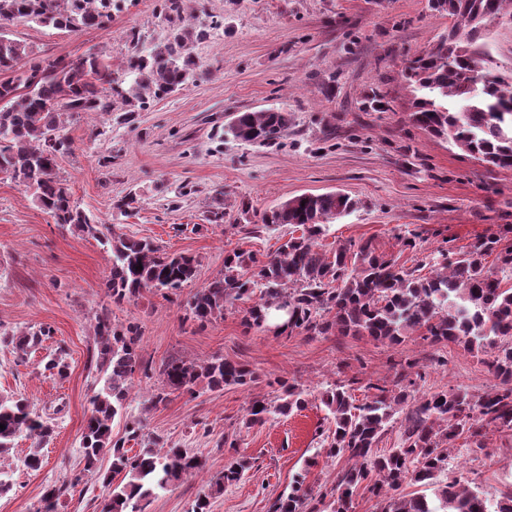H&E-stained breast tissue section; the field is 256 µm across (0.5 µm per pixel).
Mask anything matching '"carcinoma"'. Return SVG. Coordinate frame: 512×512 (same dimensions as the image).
<instances>
[{"instance_id":"obj_1","label":"carcinoma","mask_w":512,"mask_h":512,"mask_svg":"<svg viewBox=\"0 0 512 512\" xmlns=\"http://www.w3.org/2000/svg\"><path fill=\"white\" fill-rule=\"evenodd\" d=\"M433 10L448 15L451 25L426 52L410 59L406 76L414 93L413 123L466 151L488 168H512V72L505 74L486 49L484 32L492 22L512 23V0H430ZM112 0H0V25L15 19L34 20L56 29L75 31L105 25ZM204 32L180 30L162 43L145 49L133 42L127 67L134 78L117 91L125 106L124 120L151 100L162 99L191 79L197 62L190 52L193 38ZM30 53L26 44L0 34V173L31 190L33 200L61 227L70 225L94 238L97 225L71 201L58 175V159L70 148L67 118L75 112H111L110 57L94 53L73 59L35 62L20 70ZM290 122L279 110L240 112L227 133L248 143L279 138ZM357 202L340 192L301 194L263 217V224L301 230L275 253L263 259L236 249L224 255V274L197 289L187 301L186 315L202 324L222 315L237 301L250 300L243 325L269 326V314L288 305L291 314L284 332L320 336H368L397 345L417 333L433 343L453 344L474 355L498 383L480 395L457 387L421 396L408 388L422 378L402 372L391 384L368 383L365 401L355 403L343 385L321 392V402L334 422L326 448L331 458H345L336 485L317 493L306 477L293 481L287 496L279 497L273 512H353L354 496L364 490L377 498V512H512V489L490 499L479 490L453 480L436 486L447 470L448 449L459 439L478 452L491 432L512 436V287L502 286L499 274L512 273V246L499 248L501 238L480 237L467 250L448 257L428 276L378 251L373 239L338 244L332 255L318 240L327 223L352 212ZM496 255V268L486 259ZM142 269H137V266ZM199 261L189 255H168L146 239L117 238L112 243V271L105 287L119 305L146 288L177 290L193 281ZM99 353L96 368L103 385L91 399L92 410L80 436L85 470L107 455L109 471L102 483L111 488L101 512H143L140 502L165 491L204 463L190 448L164 447L157 436L144 433L143 421L129 417L126 437L112 439V423L122 413L136 372L151 366L139 353L136 329L119 330L107 316L94 328ZM52 335L49 327L4 333L3 341L19 351ZM43 370L64 378L68 364L52 355ZM162 388L152 394L150 407L164 403L174 392L194 393L201 378L209 388L244 386L251 372L216 358L204 365L171 359L159 367ZM305 392L290 385L283 402L273 405L253 398L247 424L263 425L273 415L305 407ZM399 424L395 447L375 452L392 424ZM0 453L24 434L33 441L23 465L33 471L42 464L41 447L54 433V424L20 398H0ZM139 440L143 448L131 456L125 443ZM128 476L122 487L112 478ZM408 481L433 487L432 496L406 498L398 490ZM61 489H45L37 512H55Z\"/></svg>"}]
</instances>
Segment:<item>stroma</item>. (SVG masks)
Returning a JSON list of instances; mask_svg holds the SVG:
<instances>
[{
	"label": "stroma",
	"instance_id": "obj_1",
	"mask_svg": "<svg viewBox=\"0 0 512 512\" xmlns=\"http://www.w3.org/2000/svg\"><path fill=\"white\" fill-rule=\"evenodd\" d=\"M162 13V0H119L104 27L57 30L18 19L0 33L25 43L33 58L106 52L120 69L132 40L152 45L173 29H207L192 52L198 73L179 91L136 112L78 113L66 132L73 151L58 162L72 201L98 225L95 239L55 223L23 186L0 174V327L47 326L51 338L19 352L0 342V397L27 398L52 417L53 439L40 470L23 469L32 446L21 436L0 459L14 487L0 496V512H38L47 486L61 487L58 512H100L107 494L98 474L102 457L84 468L80 435L100 387L94 370V327L138 324L140 353L152 367L179 358L199 365L214 358L245 365L255 375L245 387L221 391L198 385L157 407L147 401L158 377L135 373L125 413L112 434H125L127 417L146 431L203 459L199 474L151 499L145 512H189L195 497L242 457L240 480L214 493L211 512H272L274 501L298 473L313 488L335 485L346 459L320 456L334 426L321 391L347 385L365 401L367 383L392 381L406 362L424 375L416 394L462 386L480 394L494 385L487 366L456 345L408 336L390 346L366 336H277L245 330V303L206 325L187 318L193 289L224 272V255L240 248L264 256L281 243V231L261 227V216L303 193L340 190L357 202L331 220L319 244L333 252L349 239H373L379 250L428 274L440 264L442 245L462 251L477 237L497 235L512 245V169H489L468 153L414 124V95L405 67L448 30L447 16L429 0H180ZM288 112L287 131L252 144L226 135L237 113ZM132 208L117 209L122 198ZM420 233L417 250H402L399 235ZM146 238L169 253L199 261L194 282L177 290L146 289L113 304L104 288L112 266L109 237ZM62 353L68 374L43 373L41 362ZM306 389L304 409L247 426L253 397L279 402L283 382ZM234 447H227V440ZM473 453L457 441L441 482H473L497 496L512 486V438L489 434Z\"/></svg>",
	"mask_w": 512,
	"mask_h": 512
}]
</instances>
